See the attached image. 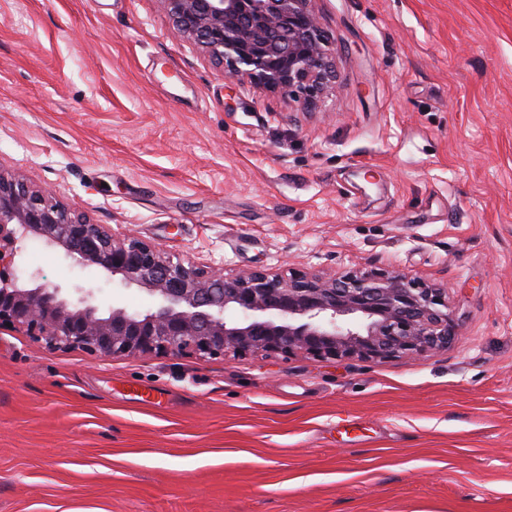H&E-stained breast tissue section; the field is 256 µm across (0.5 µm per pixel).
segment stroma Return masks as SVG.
<instances>
[{
    "label": "stroma",
    "mask_w": 512,
    "mask_h": 512,
    "mask_svg": "<svg viewBox=\"0 0 512 512\" xmlns=\"http://www.w3.org/2000/svg\"><path fill=\"white\" fill-rule=\"evenodd\" d=\"M314 8L338 78L303 112L226 80L160 0H0V166L229 274L418 278L457 338L97 358L1 326L0 512H512V0ZM24 255L14 275L152 304Z\"/></svg>",
    "instance_id": "1"
}]
</instances>
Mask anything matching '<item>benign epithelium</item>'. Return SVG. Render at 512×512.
Here are the masks:
<instances>
[{"mask_svg":"<svg viewBox=\"0 0 512 512\" xmlns=\"http://www.w3.org/2000/svg\"><path fill=\"white\" fill-rule=\"evenodd\" d=\"M176 35L231 79L298 92L311 106L336 83L333 51L314 0H160ZM30 239L153 300L131 312L94 290L7 273ZM221 293H216V289ZM96 357L253 352L324 360H413L448 348L457 325L443 289L399 272L234 274L174 259L131 234L117 236L59 202L52 189L0 166V325Z\"/></svg>","mask_w":512,"mask_h":512,"instance_id":"7a95c632","label":"benign epithelium"}]
</instances>
